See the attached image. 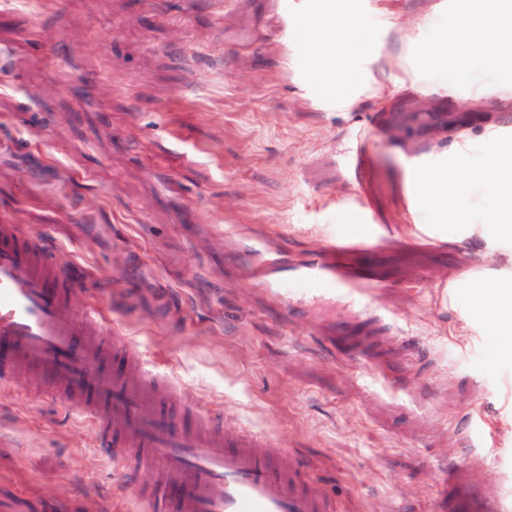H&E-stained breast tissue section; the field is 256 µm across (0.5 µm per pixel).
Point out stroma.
Returning a JSON list of instances; mask_svg holds the SVG:
<instances>
[{
    "instance_id": "obj_1",
    "label": "stroma",
    "mask_w": 512,
    "mask_h": 512,
    "mask_svg": "<svg viewBox=\"0 0 512 512\" xmlns=\"http://www.w3.org/2000/svg\"><path fill=\"white\" fill-rule=\"evenodd\" d=\"M331 8L358 41L340 86L313 52ZM466 9L0 0V222L51 239L84 269L77 308H110L147 368L276 439L339 512H455L512 475V343L490 293L512 281V238L481 177L512 142V67L447 58ZM459 102L475 120L444 127ZM451 169L461 223L429 202ZM249 237L291 265L347 240L385 282L373 314L275 300L247 276ZM144 509L79 413L32 375L0 385V512Z\"/></svg>"
}]
</instances>
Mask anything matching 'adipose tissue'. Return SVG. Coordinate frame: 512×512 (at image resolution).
<instances>
[{"mask_svg":"<svg viewBox=\"0 0 512 512\" xmlns=\"http://www.w3.org/2000/svg\"><path fill=\"white\" fill-rule=\"evenodd\" d=\"M320 53L336 80H344V63L356 50L353 32L347 22L328 14L317 33ZM448 56L462 60L470 51L489 64L512 62V0H471L469 22L462 37L448 41ZM485 175L498 192L500 201L496 222L504 236L512 235V149L496 147L485 166Z\"/></svg>","mask_w":512,"mask_h":512,"instance_id":"1","label":"adipose tissue"}]
</instances>
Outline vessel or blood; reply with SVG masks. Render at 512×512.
Instances as JSON below:
<instances>
[{"mask_svg": "<svg viewBox=\"0 0 512 512\" xmlns=\"http://www.w3.org/2000/svg\"><path fill=\"white\" fill-rule=\"evenodd\" d=\"M335 261L329 248L290 267L274 258L260 277L282 300L304 288L369 309L381 279L336 275ZM75 289L54 245L0 223V382L30 369L85 415L99 448L125 472L153 468L152 482L136 491L150 512H336L305 465L287 464L270 438L247 429L226 432L213 412L175 418L169 381L133 376L125 364L131 344L97 305L77 313ZM175 482L187 492L173 500L168 489Z\"/></svg>", "mask_w": 512, "mask_h": 512, "instance_id": "vessel-or-blood-1", "label": "vessel or blood"}]
</instances>
